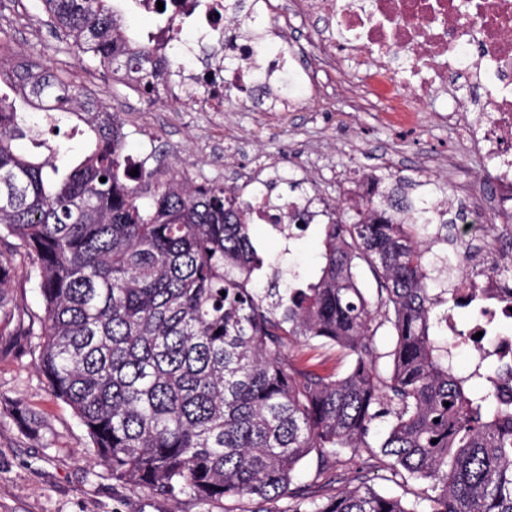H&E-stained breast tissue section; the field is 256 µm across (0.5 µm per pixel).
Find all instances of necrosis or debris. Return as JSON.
<instances>
[{"label": "necrosis or debris", "instance_id": "obj_1", "mask_svg": "<svg viewBox=\"0 0 512 512\" xmlns=\"http://www.w3.org/2000/svg\"><path fill=\"white\" fill-rule=\"evenodd\" d=\"M301 12L328 21L345 35L344 45L317 38L309 43L314 70L339 68L340 55L376 63L397 57L404 63L403 84L412 100H430L436 87H449L465 75L475 96L451 99L450 116L478 146L496 158L494 179L499 203L512 202V0H296ZM157 13L159 30L170 20L187 24L189 66L175 70V83L204 85L202 107L221 111L224 89L250 87L257 73L253 42L225 35L224 0H137ZM456 288L478 306L471 333L493 337L491 346L474 341L477 358L487 364L512 363V283L487 274L456 281Z\"/></svg>", "mask_w": 512, "mask_h": 512}]
</instances>
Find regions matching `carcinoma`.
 Here are the masks:
<instances>
[{
  "label": "carcinoma",
  "instance_id": "obj_1",
  "mask_svg": "<svg viewBox=\"0 0 512 512\" xmlns=\"http://www.w3.org/2000/svg\"><path fill=\"white\" fill-rule=\"evenodd\" d=\"M40 2L79 59L132 75L145 96L177 67L176 21L159 55L118 0ZM256 2L224 7L260 58L269 42L251 29ZM126 143L117 114L71 71L20 59L0 33V235L23 258L0 252V321L15 315L12 282L34 283L38 367L112 478L224 512L284 497L288 512H512V411L495 370L456 371L437 335L448 305H465L441 287L456 265L433 252L456 224L451 207L377 190L348 207L326 201L318 277L290 268L284 284L260 288L265 258L243 189L179 171L163 180L144 164L132 176ZM380 332L392 350L381 351ZM300 343L337 349L346 371L295 365L287 352ZM312 453L322 488L345 454L364 466L320 495L295 482ZM384 458L391 477L430 482L434 495L408 503L375 491L365 471Z\"/></svg>",
  "mask_w": 512,
  "mask_h": 512
}]
</instances>
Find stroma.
Returning a JSON list of instances; mask_svg holds the SVG:
<instances>
[{
    "instance_id": "stroma-1",
    "label": "stroma",
    "mask_w": 512,
    "mask_h": 512,
    "mask_svg": "<svg viewBox=\"0 0 512 512\" xmlns=\"http://www.w3.org/2000/svg\"><path fill=\"white\" fill-rule=\"evenodd\" d=\"M1 26L11 29L20 57L70 69L78 82L88 83L92 97L123 122L128 154L137 156L143 149L136 127H150L156 141L149 166L188 168L199 183L228 186L256 164L276 161L279 177L270 191L276 202L291 198L292 179L335 199L345 194L347 184L370 174L412 183L410 195L417 200L429 196V182L447 186L453 195L495 167L443 117L446 94L414 104L406 90L396 87L398 60L388 73L357 74L372 93L362 112L350 111L348 96L340 91L355 75L351 69L320 74L313 84L297 60L288 66L294 74L291 106L263 101L259 82L250 95L262 101V111L231 103L211 112L184 97L140 99L102 78L95 61H78L71 45L46 25L40 0H22L17 13L0 16ZM253 230L273 266L315 275L323 250L318 225L289 245L267 225ZM8 295L24 319L0 323V512H223L186 495L173 498L117 482L94 463L85 430L71 408L52 395L37 368L36 333L43 314L38 289L18 280ZM24 415L37 418L39 435L21 430L18 419Z\"/></svg>"
}]
</instances>
